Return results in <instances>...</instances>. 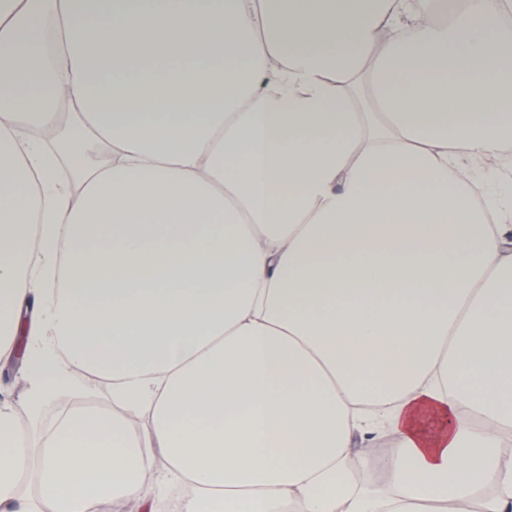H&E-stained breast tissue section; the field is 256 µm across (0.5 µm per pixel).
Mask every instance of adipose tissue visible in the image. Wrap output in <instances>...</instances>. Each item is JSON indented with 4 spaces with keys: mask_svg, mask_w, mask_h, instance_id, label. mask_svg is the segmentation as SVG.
<instances>
[{
    "mask_svg": "<svg viewBox=\"0 0 512 512\" xmlns=\"http://www.w3.org/2000/svg\"><path fill=\"white\" fill-rule=\"evenodd\" d=\"M511 13L0 0V512H512ZM27 390L24 370L10 378H5L0 372V402L5 400L19 406L24 401Z\"/></svg>",
    "mask_w": 512,
    "mask_h": 512,
    "instance_id": "adipose-tissue-1",
    "label": "adipose tissue"
}]
</instances>
